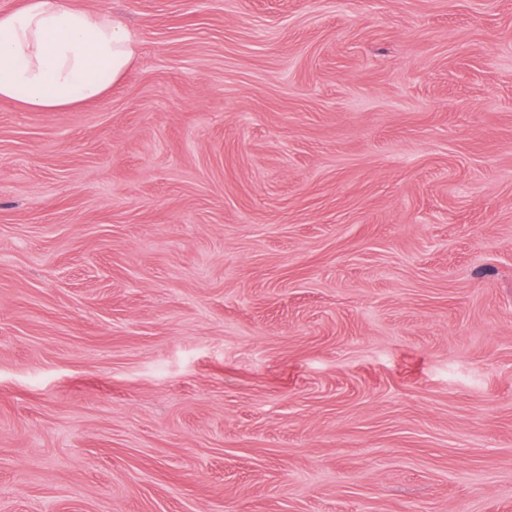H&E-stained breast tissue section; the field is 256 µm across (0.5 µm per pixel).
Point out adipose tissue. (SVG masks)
Returning <instances> with one entry per match:
<instances>
[{
	"mask_svg": "<svg viewBox=\"0 0 512 512\" xmlns=\"http://www.w3.org/2000/svg\"><path fill=\"white\" fill-rule=\"evenodd\" d=\"M137 53L123 15L72 0H25L0 14V99L34 112H62L106 96Z\"/></svg>",
	"mask_w": 512,
	"mask_h": 512,
	"instance_id": "obj_1",
	"label": "adipose tissue"
}]
</instances>
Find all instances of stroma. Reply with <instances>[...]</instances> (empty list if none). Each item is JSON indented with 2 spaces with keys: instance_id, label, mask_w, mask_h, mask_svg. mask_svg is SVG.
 I'll use <instances>...</instances> for the list:
<instances>
[{
  "instance_id": "1",
  "label": "stroma",
  "mask_w": 512,
  "mask_h": 512,
  "mask_svg": "<svg viewBox=\"0 0 512 512\" xmlns=\"http://www.w3.org/2000/svg\"><path fill=\"white\" fill-rule=\"evenodd\" d=\"M0 99V512H512V0H73ZM137 53L123 15L81 10L71 0H25L0 14V99L62 112L104 98Z\"/></svg>"
}]
</instances>
